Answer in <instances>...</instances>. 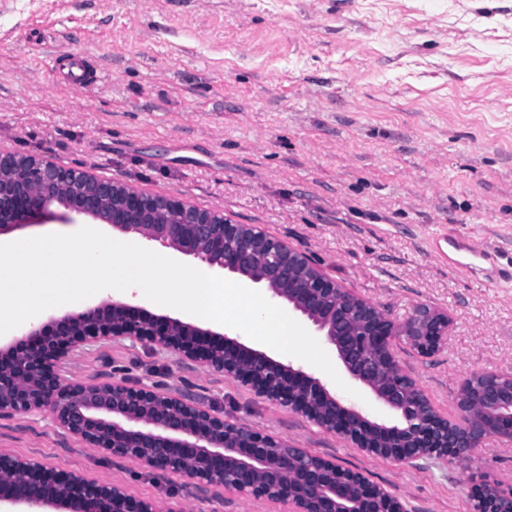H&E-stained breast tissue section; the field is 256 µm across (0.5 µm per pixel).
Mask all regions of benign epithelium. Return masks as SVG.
<instances>
[{
    "mask_svg": "<svg viewBox=\"0 0 512 512\" xmlns=\"http://www.w3.org/2000/svg\"><path fill=\"white\" fill-rule=\"evenodd\" d=\"M19 159L0 151V235L51 219H90L261 284L311 322L350 376L401 421L372 422L290 364L114 298L32 324L0 345V415L47 412L60 428L106 455L158 474H185L256 499L286 502L293 512H404L362 473L312 459L301 448L228 421L190 399L117 383L60 381L56 369L73 351L126 336L222 372L363 451L400 463L463 461L489 438L512 440L511 374L466 379L455 398L459 420L449 421L395 359L401 340L425 356L447 345L446 314L423 304L397 325L320 270L304 274L301 267H314L309 257L253 224H232L222 211L150 195L44 157L29 156L21 177L3 178ZM472 500L473 512H512V492L483 485ZM0 512H158V506L132 498L117 484L88 481L0 452Z\"/></svg>",
    "mask_w": 512,
    "mask_h": 512,
    "instance_id": "obj_1",
    "label": "benign epithelium"
}]
</instances>
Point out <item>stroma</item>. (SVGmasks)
Segmentation results:
<instances>
[{
  "label": "stroma",
  "mask_w": 512,
  "mask_h": 512,
  "mask_svg": "<svg viewBox=\"0 0 512 512\" xmlns=\"http://www.w3.org/2000/svg\"><path fill=\"white\" fill-rule=\"evenodd\" d=\"M60 51L99 86L61 82ZM0 149L257 225L395 322L420 304L448 314L443 350L397 359L449 420L467 378L512 375V279L487 287L429 248L456 232L512 265V0H0ZM272 357L370 421L397 422L346 369L347 392ZM58 374L194 398L361 472L407 512H470L475 487L512 489V441L405 466L132 338L85 346ZM0 451L187 512H291L104 456L47 413L1 416Z\"/></svg>",
  "instance_id": "stroma-1"
}]
</instances>
